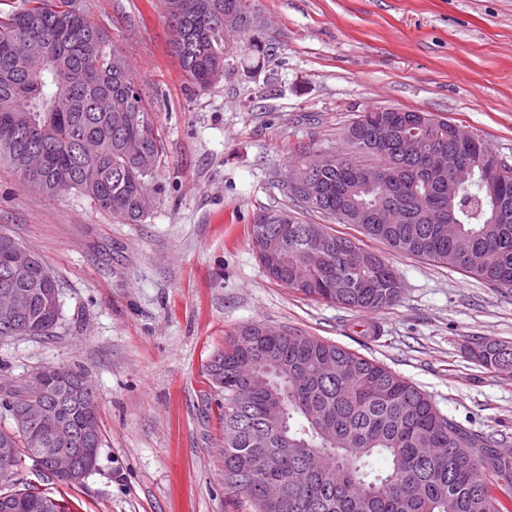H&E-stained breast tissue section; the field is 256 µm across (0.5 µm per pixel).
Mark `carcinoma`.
Returning <instances> with one entry per match:
<instances>
[{"mask_svg": "<svg viewBox=\"0 0 512 512\" xmlns=\"http://www.w3.org/2000/svg\"><path fill=\"white\" fill-rule=\"evenodd\" d=\"M180 46L173 48L187 79L206 88L224 73L235 54L259 64L273 48L252 23L250 0H158ZM241 13L240 42L226 50L224 12ZM45 54L46 68L33 75L28 58ZM111 99L110 110L100 108ZM152 106L126 59L108 47L104 31L87 22L78 0H15L0 13V160L39 194L53 198L74 190L94 201L122 224L146 215L140 197L154 191L161 137ZM382 108L362 112L345 141L356 154L334 155L333 164L310 175L314 195L283 191L301 208L357 226L363 236L392 251L425 258L512 287V223L495 217L486 194L490 174L485 157L492 150L479 140L467 157L472 183L448 196V176H425L396 148L370 152ZM405 130L448 144V121L408 112ZM40 149L44 166L27 174L25 155ZM375 157L381 184L354 181L353 167ZM395 205L404 224H356L350 216ZM288 233L265 239L276 266L261 262L269 278L295 293L351 310L375 312L398 301L395 268L359 239L330 234L323 250L309 238L322 224L294 214ZM32 293L28 322L3 330L0 341L48 335L62 310L44 311V295H61L55 277L39 257L27 274L12 281ZM478 366L512 378V344L477 339L464 346ZM212 386L224 396V469L246 468L249 481L224 483L244 495L252 512H512V462L504 461L493 437L468 430L442 414L431 398L385 365L318 336L263 334V324L243 325L225 341L207 368ZM261 379V388L236 395L244 375ZM55 395L65 385L81 389L77 399H59L52 416L33 429L11 423V408L31 394L28 381L0 388V441L13 451L0 455V512H66L60 500L33 485L17 486L16 473L31 448L52 440L59 423L89 427L102 436L93 388L70 366L36 372ZM385 457V470L370 459Z\"/></svg>", "mask_w": 512, "mask_h": 512, "instance_id": "1", "label": "carcinoma"}]
</instances>
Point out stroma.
I'll return each instance as SVG.
<instances>
[{"instance_id": "stroma-1", "label": "stroma", "mask_w": 512, "mask_h": 512, "mask_svg": "<svg viewBox=\"0 0 512 512\" xmlns=\"http://www.w3.org/2000/svg\"><path fill=\"white\" fill-rule=\"evenodd\" d=\"M80 2L154 109L159 195L142 223L121 224L76 191L43 197L0 162V229L43 259L64 303L50 336L0 342V381L80 367L103 432L82 483L29 459L20 482L67 512H250L224 483L223 399L206 368L252 321L379 361L512 449V380L463 351L471 338L512 342V289L366 238L404 290L389 308L355 312L271 281L251 240L259 211L296 210L280 186L294 157L345 151L367 108L465 125L512 165V0H255L273 58L233 62L204 89L184 78L157 0ZM356 321L379 338L353 333Z\"/></svg>"}]
</instances>
